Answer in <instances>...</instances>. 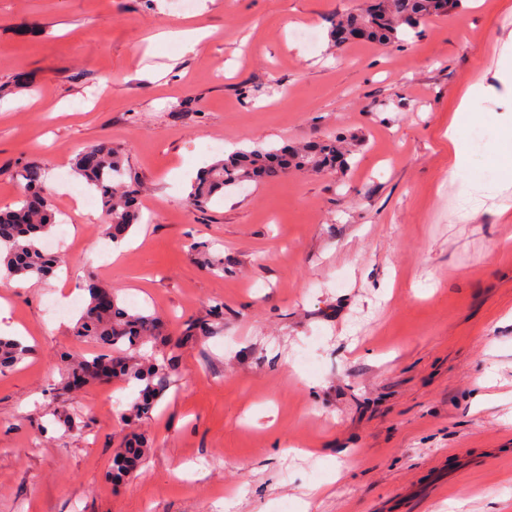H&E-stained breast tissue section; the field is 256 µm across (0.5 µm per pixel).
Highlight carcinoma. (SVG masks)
I'll return each mask as SVG.
<instances>
[{
	"label": "carcinoma",
	"instance_id": "carcinoma-1",
	"mask_svg": "<svg viewBox=\"0 0 512 512\" xmlns=\"http://www.w3.org/2000/svg\"><path fill=\"white\" fill-rule=\"evenodd\" d=\"M446 0H373L370 8L349 15L336 26L353 29L359 39L379 45L403 41L425 19L444 14ZM286 160L275 163L278 152L260 147L240 149L226 159L213 163L191 184L188 203L202 211L211 199L229 188L252 183L262 177L279 176L289 168L321 173L336 168L341 151L334 140L298 147L285 152ZM75 170L100 196L105 211L101 235L116 242L123 239L140 219L137 199L140 185L125 165L119 152L105 146H91L77 153ZM19 178L26 186L41 185L46 170L38 163L22 168ZM39 206L25 200L16 210L0 212V287L15 278H47L57 266L54 256L42 248V239L54 226L50 194L38 196ZM89 302L74 328V336L91 339L99 348L93 360L75 355L62 379V389L71 387L70 379L83 377L89 385L100 380L98 368L107 362L112 377L137 390L122 418L143 420L152 416L157 398L172 383L174 366L159 355L157 347L167 344L160 318L142 314L121 305L118 295L95 284L88 286ZM151 352H146V347ZM29 354V348L17 339L0 337V369L13 368ZM131 446L124 443L112 456V484L121 485L136 475L141 461L153 451V442L145 434L135 437Z\"/></svg>",
	"mask_w": 512,
	"mask_h": 512
}]
</instances>
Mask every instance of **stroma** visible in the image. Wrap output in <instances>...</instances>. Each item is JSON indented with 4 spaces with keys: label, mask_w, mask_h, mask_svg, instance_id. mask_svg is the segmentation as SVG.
I'll use <instances>...</instances> for the list:
<instances>
[{
    "label": "stroma",
    "mask_w": 512,
    "mask_h": 512,
    "mask_svg": "<svg viewBox=\"0 0 512 512\" xmlns=\"http://www.w3.org/2000/svg\"><path fill=\"white\" fill-rule=\"evenodd\" d=\"M365 5L0 0V209L43 164L57 214L43 247L62 260L0 288V335L30 349L0 373V512H512L503 106L474 101L463 176L444 137L457 92L494 81L512 0H462L399 44L334 45L332 22ZM193 23L195 49L168 38ZM334 136L351 143L345 168L202 212L186 201L198 164ZM99 143L142 186L143 220L108 266L102 206L64 193ZM91 281L166 324L178 373L149 419L121 421L134 394L116 381L59 387L67 355L98 346L51 305L87 303ZM196 321L206 332L185 339ZM141 432L154 453L113 486L114 448Z\"/></svg>",
    "instance_id": "stroma-1"
}]
</instances>
